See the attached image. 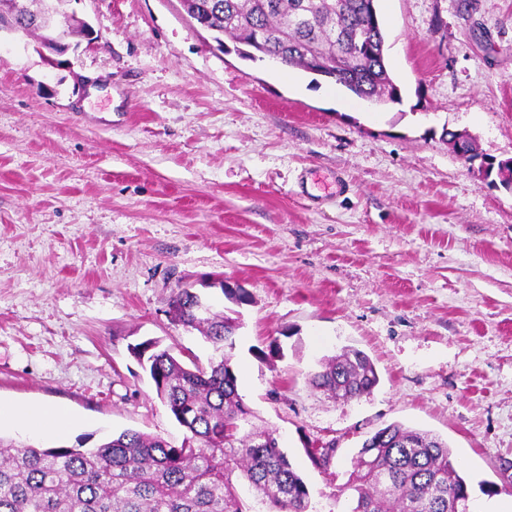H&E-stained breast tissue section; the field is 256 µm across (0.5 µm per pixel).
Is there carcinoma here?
<instances>
[{
	"instance_id": "cac0c4a2",
	"label": "carcinoma",
	"mask_w": 512,
	"mask_h": 512,
	"mask_svg": "<svg viewBox=\"0 0 512 512\" xmlns=\"http://www.w3.org/2000/svg\"><path fill=\"white\" fill-rule=\"evenodd\" d=\"M36 12L18 0H0L12 22L29 31L68 0H40ZM208 17L217 42L230 35L262 60L279 55L285 65L332 78L360 99L398 103L401 90L385 60V38L375 0H217ZM260 40L266 52L253 53ZM196 292L177 289L168 301L172 322L197 330L219 358L185 363L149 338L128 347L166 410L186 429L180 445L160 436L125 430L92 449L41 448L0 438V512H250L233 483L239 474L257 491L267 512H312L308 487L279 446L239 428L251 411L238 392L233 366L240 323L201 307ZM330 398L355 399L379 383L374 363L347 349L323 359L309 374ZM313 465L329 466L335 444L305 448ZM351 512H470L468 484L448 442L391 423L359 449L343 487Z\"/></svg>"
}]
</instances>
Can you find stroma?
I'll return each instance as SVG.
<instances>
[{"label":"stroma","instance_id":"stroma-1","mask_svg":"<svg viewBox=\"0 0 512 512\" xmlns=\"http://www.w3.org/2000/svg\"><path fill=\"white\" fill-rule=\"evenodd\" d=\"M376 6L402 94L382 107L218 46L180 0H68L98 38L60 56L0 29V401L77 420L0 437L181 441L127 346L207 362L211 344L167 313L190 285L238 313L239 393L313 512H350L356 454L394 422L447 440L473 512L512 503V191L448 143L463 131L512 157V0ZM273 342L281 357L259 361ZM346 347L380 382L335 402L307 375ZM330 441L314 467L305 445Z\"/></svg>","mask_w":512,"mask_h":512}]
</instances>
